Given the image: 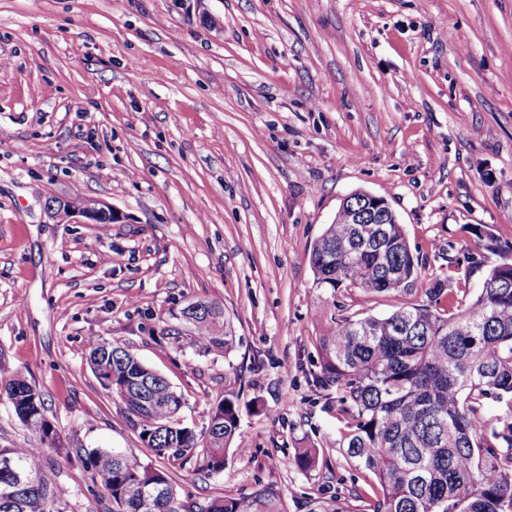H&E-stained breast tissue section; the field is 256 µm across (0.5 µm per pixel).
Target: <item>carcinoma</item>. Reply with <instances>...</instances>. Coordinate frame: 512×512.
I'll list each match as a JSON object with an SVG mask.
<instances>
[{"label": "carcinoma", "instance_id": "obj_1", "mask_svg": "<svg viewBox=\"0 0 512 512\" xmlns=\"http://www.w3.org/2000/svg\"><path fill=\"white\" fill-rule=\"evenodd\" d=\"M349 223V204L313 244L315 288L331 300L356 290L402 302L377 317L346 314L334 303L315 347L314 386L332 394L346 460L373 475L380 495L362 509L336 497L312 498L306 512H512V261L487 265L480 252L448 258V275L417 288L421 272L403 225ZM483 271L480 288H467ZM169 319L186 324L203 352L229 353L235 330L224 307L195 302ZM88 363L104 371L101 388L136 418L139 438L159 457L198 455L212 474L224 470L241 407L226 397L198 434L181 423L183 403L171 383L117 343L92 339ZM19 421L40 443L59 440L41 395L17 375L5 386ZM491 403L496 414L483 417ZM112 498L113 512H288L284 494L266 484L250 495L217 497L205 505L178 496L164 470L141 467L114 449L86 452ZM41 448H0V512H67ZM319 460L313 445L295 449L298 468ZM34 482H19L15 473ZM168 488L150 496L154 484Z\"/></svg>", "mask_w": 512, "mask_h": 512}]
</instances>
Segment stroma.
Instances as JSON below:
<instances>
[{
	"label": "stroma",
	"mask_w": 512,
	"mask_h": 512,
	"mask_svg": "<svg viewBox=\"0 0 512 512\" xmlns=\"http://www.w3.org/2000/svg\"><path fill=\"white\" fill-rule=\"evenodd\" d=\"M355 190L389 201L422 281L478 250L475 225L512 259V0H0V386L20 373L42 396L68 512H112L94 448L201 505L268 483L288 512L377 497L311 383L310 252ZM75 195L118 222L49 218ZM196 300L232 319L228 356L169 319ZM92 338L164 375L195 430L224 397L263 402L222 473L141 443Z\"/></svg>",
	"instance_id": "stroma-1"
}]
</instances>
